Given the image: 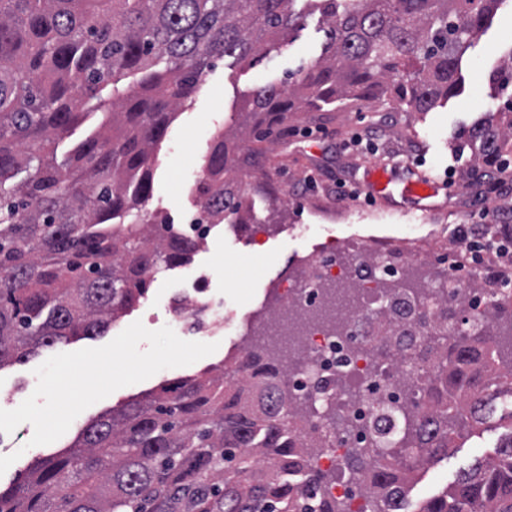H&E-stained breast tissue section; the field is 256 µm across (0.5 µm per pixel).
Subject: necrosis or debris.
Here are the masks:
<instances>
[{"instance_id": "necrosis-or-debris-1", "label": "necrosis or debris", "mask_w": 512, "mask_h": 512, "mask_svg": "<svg viewBox=\"0 0 512 512\" xmlns=\"http://www.w3.org/2000/svg\"><path fill=\"white\" fill-rule=\"evenodd\" d=\"M448 253L465 256L466 246L461 242L449 245L413 240L380 245L326 236L308 259L303 278L282 279L279 308L262 324L267 334L275 336L289 319L302 321L298 345L304 349L307 360L292 383L299 392L311 396L314 410L298 420L296 426L302 437L317 445L310 458L311 467L334 474L323 486V494L345 501L348 512H365L368 498L362 486L342 475L358 438L336 433L323 415L333 410L359 425L378 424L379 447H392V428L389 421L380 419L379 412L403 397L405 378L400 361L412 357L411 340L430 334L441 323L442 316L433 304L422 319L408 305H393L382 281L388 274L437 262ZM444 279L456 282L459 291L475 299L481 309L501 302L504 296L496 282V271L490 266H477L467 281L455 280L449 271ZM334 284L356 285L360 305L354 310H343L337 319L338 330L333 333L315 321L313 315L325 304V286ZM206 291L207 286L201 281L192 291L176 294L168 305L172 321L184 336H214L221 332L234 338L238 329L235 311L208 298ZM381 310L387 313L388 330L384 333L378 331L374 322Z\"/></svg>"}]
</instances>
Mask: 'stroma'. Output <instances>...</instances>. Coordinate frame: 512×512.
<instances>
[{
  "mask_svg": "<svg viewBox=\"0 0 512 512\" xmlns=\"http://www.w3.org/2000/svg\"><path fill=\"white\" fill-rule=\"evenodd\" d=\"M511 22L512 0H504L463 55L462 93L430 112H407L383 100L352 101L333 112L291 113L261 142L247 130L255 119L241 113L243 96L256 86L283 82L318 59L323 44L319 14L309 15L288 45L254 67L243 69L216 61L194 96L178 111L155 153L153 192L146 208L168 215L179 230L198 215L195 183L202 175L211 141L221 131L229 137L245 134L246 146H261L271 155L272 181L278 192L288 195L285 211L278 214L276 223L262 225L264 244L260 247L239 225L216 226L190 264L157 273L146 298L103 335L74 336L41 350L27 363L1 369L0 409H14L27 399L33 388L32 372L56 354L104 346L136 321L150 330L167 326L170 298L193 288L199 280H206L214 298L244 315L276 303L281 276H300L322 236L452 243L459 225L479 224L484 217L512 209V178L500 192L485 193L480 186L479 161L459 139L465 126L512 98V84L502 89L489 83L478 87L473 80L474 73L486 75L497 68L512 49V38L504 34ZM356 133L365 139V147H347V140ZM378 162L394 165L399 185L416 178L419 170L429 171L439 182L436 196L426 202L397 197L370 205L357 200L352 210L341 209L346 196L338 189V181L349 180L367 188V175ZM448 170L455 174L449 183L444 180ZM294 224L303 225L305 234L293 236L290 227ZM238 353V344L220 339L214 353L193 364L164 369L115 390L81 412L63 436L47 445H31L34 429L28 423L9 434L0 432V455L17 456L0 475V487H8L24 475L35 460L69 449L100 416L157 392L165 383L206 376ZM503 433L492 421L460 439L447 459L435 462L418 478L406 502L407 512H417L424 500L451 485L475 457L494 455Z\"/></svg>",
  "mask_w": 512,
  "mask_h": 512,
  "instance_id": "stroma-1",
  "label": "stroma"
}]
</instances>
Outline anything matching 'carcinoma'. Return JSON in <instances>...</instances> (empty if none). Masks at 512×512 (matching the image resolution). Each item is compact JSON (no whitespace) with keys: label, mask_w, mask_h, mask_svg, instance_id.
<instances>
[{"label":"carcinoma","mask_w":512,"mask_h":512,"mask_svg":"<svg viewBox=\"0 0 512 512\" xmlns=\"http://www.w3.org/2000/svg\"><path fill=\"white\" fill-rule=\"evenodd\" d=\"M504 0H0V370L71 336H99L146 298L149 274L190 261L203 240L145 210L152 152L218 59L252 66L317 10L319 60L244 109L280 123L304 106L386 99L429 112L458 93L463 53ZM512 82V51L490 83ZM110 91L121 111L65 160L59 141ZM462 132L485 168L512 155V103ZM219 131L196 183L200 221L258 223L231 169L266 168ZM24 177H19V174ZM119 223H114V220ZM398 303L428 294L385 283ZM422 338L425 377L390 407L397 447L358 448L351 476L375 512L406 501L418 475L495 414L509 433L419 512H512V360L500 330L512 302ZM288 366L263 348L103 416L72 448L0 491V512H342L312 474L313 444L288 427Z\"/></svg>","instance_id":"carcinoma-1"}]
</instances>
